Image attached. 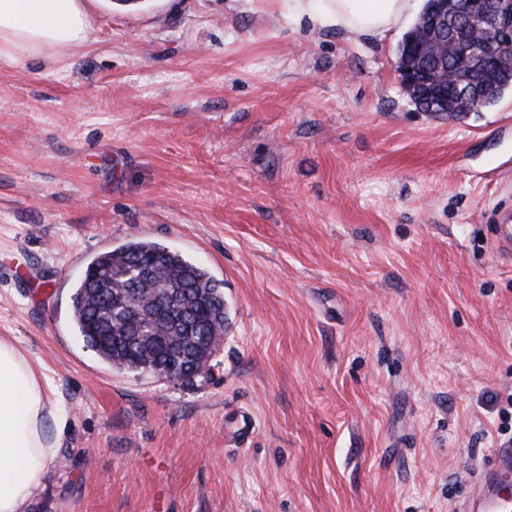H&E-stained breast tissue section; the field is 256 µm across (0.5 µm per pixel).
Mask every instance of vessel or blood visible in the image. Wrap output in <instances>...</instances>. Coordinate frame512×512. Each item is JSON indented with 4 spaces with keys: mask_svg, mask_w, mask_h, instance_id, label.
<instances>
[{
    "mask_svg": "<svg viewBox=\"0 0 512 512\" xmlns=\"http://www.w3.org/2000/svg\"><path fill=\"white\" fill-rule=\"evenodd\" d=\"M496 245L502 254L512 255V210L497 218ZM464 512H512V444L492 450L470 485Z\"/></svg>",
    "mask_w": 512,
    "mask_h": 512,
    "instance_id": "1",
    "label": "vessel or blood"
}]
</instances>
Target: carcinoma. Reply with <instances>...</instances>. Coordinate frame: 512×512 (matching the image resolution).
Masks as SVG:
<instances>
[{
  "mask_svg": "<svg viewBox=\"0 0 512 512\" xmlns=\"http://www.w3.org/2000/svg\"><path fill=\"white\" fill-rule=\"evenodd\" d=\"M433 41L416 21L405 34L399 47L397 68L414 66L418 61L406 52L420 38ZM512 89V72L497 80L494 88L478 98L475 111L493 106ZM135 267L148 268L152 276L138 281L129 275ZM172 288L184 292L180 304L172 307L166 293ZM151 298V314L147 319L142 344L127 343V314L143 310L145 298ZM73 319L87 348L104 363L120 369L147 372L155 376L166 371L177 357H183L190 375L182 381L192 385L208 374L220 344L203 353L197 352L190 338L199 341L224 335L228 318L224 293L203 268L181 254L150 241H131L109 252L97 255L88 265L84 277L72 296ZM184 316L192 334L174 340L166 336L161 321L172 322Z\"/></svg>",
  "mask_w": 512,
  "mask_h": 512,
  "instance_id": "1",
  "label": "carcinoma"
}]
</instances>
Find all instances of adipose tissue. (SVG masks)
<instances>
[{
  "instance_id": "adipose-tissue-1",
  "label": "adipose tissue",
  "mask_w": 512,
  "mask_h": 512,
  "mask_svg": "<svg viewBox=\"0 0 512 512\" xmlns=\"http://www.w3.org/2000/svg\"><path fill=\"white\" fill-rule=\"evenodd\" d=\"M288 18H305L350 40L381 41L417 10L418 0H287ZM91 26L81 0H0V60L43 56L47 49L88 43ZM65 418L26 356L0 341V512H23L33 485L53 462L46 421Z\"/></svg>"
}]
</instances>
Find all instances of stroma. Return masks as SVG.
I'll use <instances>...</instances> for the list:
<instances>
[{"mask_svg": "<svg viewBox=\"0 0 512 512\" xmlns=\"http://www.w3.org/2000/svg\"><path fill=\"white\" fill-rule=\"evenodd\" d=\"M0 63V340L66 415L24 512H461L512 393V93L459 119L283 0H86ZM134 240L221 283L195 385L88 349L72 294ZM496 245L507 256L512 255V210L501 212L496 221Z\"/></svg>", "mask_w": 512, "mask_h": 512, "instance_id": "stroma-1", "label": "stroma"}]
</instances>
